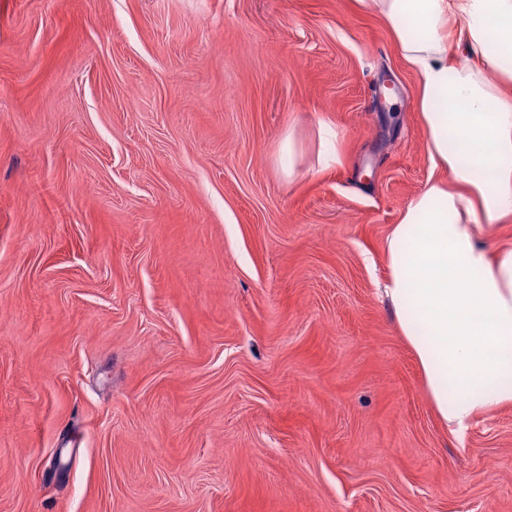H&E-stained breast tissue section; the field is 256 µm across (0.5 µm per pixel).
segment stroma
I'll list each match as a JSON object with an SVG mask.
<instances>
[{"label":"stroma","mask_w":512,"mask_h":512,"mask_svg":"<svg viewBox=\"0 0 512 512\" xmlns=\"http://www.w3.org/2000/svg\"><path fill=\"white\" fill-rule=\"evenodd\" d=\"M417 92L355 0H0V512H512L379 295ZM319 136L321 145L323 147V158L322 164L324 167H329L332 164H339L340 156L337 150V143L339 140V134L334 127L328 122H321L319 124ZM336 142V151L334 149Z\"/></svg>","instance_id":"35a3bbf8"}]
</instances>
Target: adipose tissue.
I'll return each mask as SVG.
<instances>
[{"label": "adipose tissue", "mask_w": 512, "mask_h": 512, "mask_svg": "<svg viewBox=\"0 0 512 512\" xmlns=\"http://www.w3.org/2000/svg\"><path fill=\"white\" fill-rule=\"evenodd\" d=\"M358 2L418 76L434 172L392 228L381 294L460 440L512 406V247L488 252L477 235L512 220V0ZM456 45L469 63L454 60Z\"/></svg>", "instance_id": "ef3b65f1"}]
</instances>
